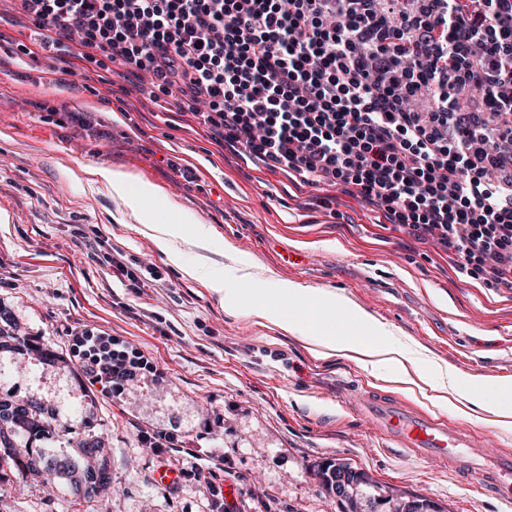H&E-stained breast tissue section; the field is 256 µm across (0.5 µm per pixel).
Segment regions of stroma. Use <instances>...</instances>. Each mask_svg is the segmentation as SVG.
<instances>
[{"label": "stroma", "instance_id": "stroma-1", "mask_svg": "<svg viewBox=\"0 0 512 512\" xmlns=\"http://www.w3.org/2000/svg\"><path fill=\"white\" fill-rule=\"evenodd\" d=\"M26 21L0 0V310L44 353L0 351V396L37 398L60 413L47 428L52 453L75 455L91 427L111 484L82 512H211L212 493L236 487L230 512H345L318 465L340 460L376 482L381 503L430 499L443 512H512L487 477L464 482L447 465L391 448L357 409L369 385L390 393L391 369L373 373L341 357H313L299 336L225 314L207 288L184 279L120 199L82 174L129 172L158 187L213 235L212 260L247 265L309 288L336 291L440 365L485 381H512V291L457 275L456 258L382 223L374 207L330 186H299L287 172L220 146L173 98L152 101L130 72H86L70 51L17 57ZM54 107L46 120L44 106ZM82 236H75V229ZM109 258L92 259L97 239ZM308 245V259L286 262ZM137 269L142 292L124 287L110 258ZM91 327L139 349L157 367L124 395L83 383L72 331ZM421 409L467 427L483 456L512 453V428ZM177 436L152 448L147 432ZM178 485L157 483L159 471ZM63 481L0 475V512H66Z\"/></svg>", "mask_w": 512, "mask_h": 512}]
</instances>
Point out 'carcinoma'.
<instances>
[{
    "instance_id": "1",
    "label": "carcinoma",
    "mask_w": 512,
    "mask_h": 512,
    "mask_svg": "<svg viewBox=\"0 0 512 512\" xmlns=\"http://www.w3.org/2000/svg\"><path fill=\"white\" fill-rule=\"evenodd\" d=\"M9 326L10 321L5 318L0 320V349H12L21 353V340L14 337ZM49 418H55V414H46L41 403L33 399L20 403L0 399V471L6 466L20 473L27 471L64 478L69 484L73 502L79 504L84 499L92 498L99 488L111 482V475L105 464L96 463L101 441L91 430H80L74 438L78 448L77 456L62 460L56 458L51 464L41 468L36 461L43 458L42 452L32 451L29 445L20 448L16 441L20 437L33 441L42 436ZM349 467L350 464L345 462H330L320 466L315 475L328 491L335 490L336 486L345 481L349 482L348 494L345 497L349 512H365L367 505L375 502V496L367 491L359 493L357 489H369L374 483L364 472L351 475L347 471Z\"/></svg>"
}]
</instances>
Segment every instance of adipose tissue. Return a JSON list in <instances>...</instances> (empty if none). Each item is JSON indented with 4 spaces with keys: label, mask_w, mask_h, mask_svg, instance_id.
<instances>
[{
    "label": "adipose tissue",
    "mask_w": 512,
    "mask_h": 512,
    "mask_svg": "<svg viewBox=\"0 0 512 512\" xmlns=\"http://www.w3.org/2000/svg\"><path fill=\"white\" fill-rule=\"evenodd\" d=\"M88 173L103 182L138 223L144 224L166 260L184 278L203 282L226 313L255 318L283 333L302 336L311 353L321 360L356 354L367 368L400 367L409 360L405 345L334 291L306 288L277 278L265 280L263 288L256 290L248 287V275L216 272L210 258L208 227L197 217L178 211L156 186L117 169L92 167ZM300 307L311 309L313 318L302 320L296 313ZM339 311L344 312L350 329L339 331L330 324V317Z\"/></svg>",
    "instance_id": "1"
}]
</instances>
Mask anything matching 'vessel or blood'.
Here are the masks:
<instances>
[{
	"instance_id": "b4317fda",
	"label": "vessel or blood",
	"mask_w": 512,
	"mask_h": 512,
	"mask_svg": "<svg viewBox=\"0 0 512 512\" xmlns=\"http://www.w3.org/2000/svg\"><path fill=\"white\" fill-rule=\"evenodd\" d=\"M357 402L377 417L382 435L396 447L416 451L436 462H448L464 473L478 471L479 453L469 429L375 391L362 393Z\"/></svg>"
}]
</instances>
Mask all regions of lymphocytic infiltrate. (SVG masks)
<instances>
[{"mask_svg": "<svg viewBox=\"0 0 512 512\" xmlns=\"http://www.w3.org/2000/svg\"><path fill=\"white\" fill-rule=\"evenodd\" d=\"M49 45L178 92L242 154L355 190L512 289V0H19ZM107 397L144 354L72 337Z\"/></svg>", "mask_w": 512, "mask_h": 512, "instance_id": "1", "label": "lymphocytic infiltrate"}]
</instances>
